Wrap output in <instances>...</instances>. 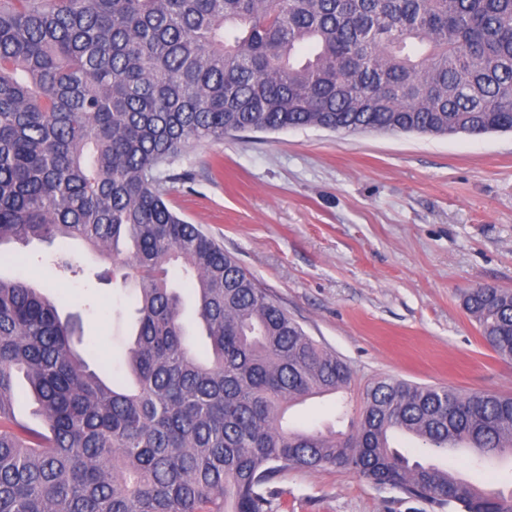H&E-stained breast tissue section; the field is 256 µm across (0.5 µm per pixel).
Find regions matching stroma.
I'll use <instances>...</instances> for the list:
<instances>
[{"instance_id": "stroma-1", "label": "stroma", "mask_w": 512, "mask_h": 512, "mask_svg": "<svg viewBox=\"0 0 512 512\" xmlns=\"http://www.w3.org/2000/svg\"><path fill=\"white\" fill-rule=\"evenodd\" d=\"M169 208L233 254L305 332L350 367L348 394L309 399L285 424L350 433L363 387L380 376L465 392L512 393V362L462 305L478 284L512 291V133L432 136L318 127L246 131L189 148L170 166ZM65 254L72 275L53 262ZM81 242L0 248V277L33 283L77 315L90 367L125 373L135 292L99 279ZM395 447L463 479L512 492V456ZM272 512H460L408 498L343 468L291 470Z\"/></svg>"}]
</instances>
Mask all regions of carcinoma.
<instances>
[{"label":"carcinoma","mask_w":512,"mask_h":512,"mask_svg":"<svg viewBox=\"0 0 512 512\" xmlns=\"http://www.w3.org/2000/svg\"><path fill=\"white\" fill-rule=\"evenodd\" d=\"M301 127L512 131V0H0V246L78 239L126 255L139 282L117 387L42 288L0 278V512H270L282 474L328 466L440 508L512 512V495L392 444L501 457L511 394L384 376L363 388L354 434L283 427L352 372L169 209L159 173L191 146ZM463 307L511 361L512 292L468 288ZM16 373L47 432L17 421ZM170 278L174 285L179 288L186 301V312L184 321L187 325L190 333L191 340L197 344L202 345L204 342V336H200V331L195 324L193 299H192V278L190 275H185L178 266L170 268Z\"/></svg>","instance_id":"carcinoma-1"}]
</instances>
